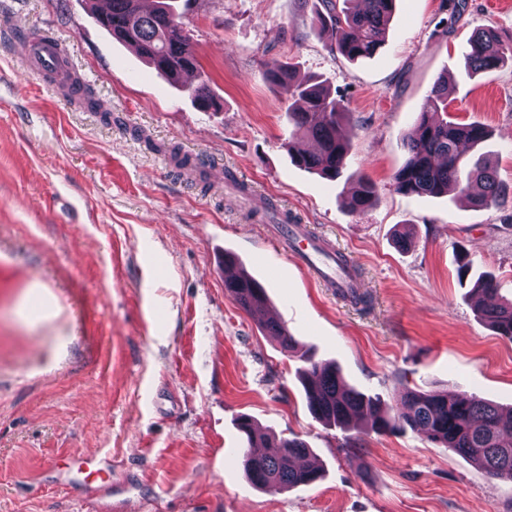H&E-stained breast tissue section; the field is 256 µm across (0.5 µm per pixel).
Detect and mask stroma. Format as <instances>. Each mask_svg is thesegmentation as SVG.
<instances>
[{"mask_svg": "<svg viewBox=\"0 0 512 512\" xmlns=\"http://www.w3.org/2000/svg\"><path fill=\"white\" fill-rule=\"evenodd\" d=\"M102 0H0V512H512V482L406 431L329 428L310 414L298 356L336 362L397 405L409 389L512 407V343L477 316L492 275L512 299V207L396 191L404 142L447 76L448 120L512 185V63L466 74L468 40L512 37V0H396L370 59L337 53L303 0H177L217 101L203 111L98 23ZM103 104L31 76L43 33ZM275 59L347 108L336 181L298 167ZM202 159L209 185L168 152ZM374 204L348 202L360 176ZM359 271L369 308L287 257L281 211ZM235 253L297 342L284 352L224 291ZM307 443L314 484L256 489L240 415Z\"/></svg>", "mask_w": 512, "mask_h": 512, "instance_id": "35a3bbf8", "label": "stroma"}]
</instances>
